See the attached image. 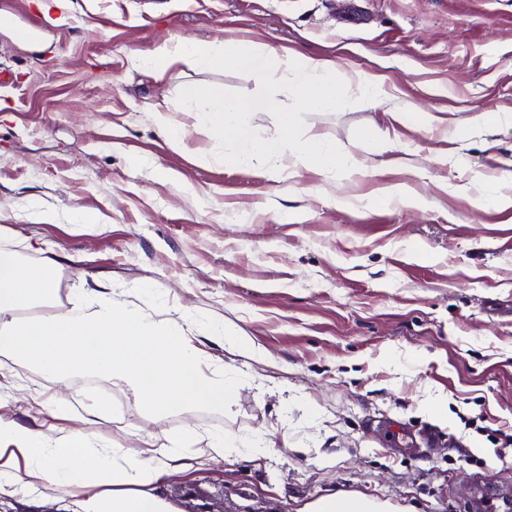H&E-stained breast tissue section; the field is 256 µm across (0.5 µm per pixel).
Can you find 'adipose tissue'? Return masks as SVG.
Returning a JSON list of instances; mask_svg holds the SVG:
<instances>
[{"instance_id":"ef3b65f1","label":"adipose tissue","mask_w":512,"mask_h":512,"mask_svg":"<svg viewBox=\"0 0 512 512\" xmlns=\"http://www.w3.org/2000/svg\"><path fill=\"white\" fill-rule=\"evenodd\" d=\"M181 62L203 70L235 65L263 82L291 79L307 109L329 108L339 101L336 64L324 57L256 43L234 50L225 40L214 39L169 40L141 60L158 81ZM184 97L196 127L223 139L225 159L237 166L280 170L292 163L343 175L363 167L320 137L295 140L294 117L288 112L276 136L257 138L243 115L274 110L268 98L244 102L225 97L218 88L203 94L194 87L186 88ZM54 265L49 258L30 266L13 251L0 249V356L29 362L63 385L88 371L153 407L220 406L234 394L233 379L204 370L205 355L182 325L153 319L107 291L88 290L56 317L19 321L16 313L24 304L52 294ZM99 412L97 403L76 393L41 405V423L34 428L0 416V495L35 504L47 490L76 487L80 493L70 502V512H178L166 485L170 476L189 467L182 444H195L200 457L224 454L223 436L203 437L189 429L144 451L70 428L79 414L94 417Z\"/></svg>"}]
</instances>
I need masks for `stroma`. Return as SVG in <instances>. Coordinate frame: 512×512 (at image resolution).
<instances>
[{
	"instance_id": "obj_1",
	"label": "stroma",
	"mask_w": 512,
	"mask_h": 512,
	"mask_svg": "<svg viewBox=\"0 0 512 512\" xmlns=\"http://www.w3.org/2000/svg\"><path fill=\"white\" fill-rule=\"evenodd\" d=\"M0 246L38 265L53 257L54 291L22 307L47 318L83 290L107 288L157 318L194 320L187 334L215 374L224 406H146L90 374L73 392L102 395L96 437L137 450L182 428L224 435L220 460L173 475L215 512H298L331 492H360L392 512H473L477 482L512 489V0H0ZM43 30L21 37L29 18ZM178 36L254 41L328 57L342 104L300 108L287 81L173 66L155 81L135 64ZM360 75L379 77L371 99ZM267 96L375 171L350 178L305 167L277 174L223 161L224 142L196 128L185 87ZM428 112L431 128L393 112ZM185 128L167 141L159 120ZM460 136H451V129ZM365 130L409 153L378 152ZM407 184L418 206H370V190ZM470 192H459L462 184ZM96 213L100 231L73 224ZM263 345L258 364L230 344ZM15 381L0 415L34 424L30 392L58 384L0 357ZM448 407L447 419L429 411ZM445 434L430 447L394 430ZM273 440L261 461L248 446Z\"/></svg>"
}]
</instances>
